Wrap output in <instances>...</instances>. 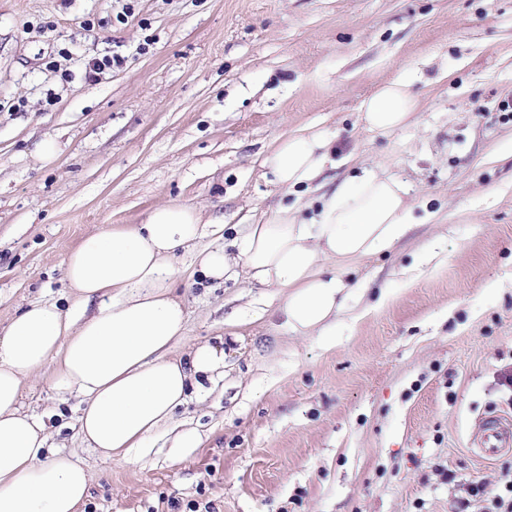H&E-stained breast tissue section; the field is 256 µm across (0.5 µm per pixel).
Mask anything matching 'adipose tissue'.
<instances>
[{
	"mask_svg": "<svg viewBox=\"0 0 512 512\" xmlns=\"http://www.w3.org/2000/svg\"><path fill=\"white\" fill-rule=\"evenodd\" d=\"M418 101L408 82L378 87L361 106L369 129L408 126ZM331 140L316 126L278 138L265 158L286 189L314 181L331 161ZM407 185L372 171L322 197L316 217L279 206L249 225L237 254L210 242L193 206L164 204L140 224H117L82 239L65 258L64 302L23 308L0 334V512H78L91 474L49 447L44 416L24 402L28 377L48 370L58 401L77 396L84 443L108 456L150 447L169 430L191 390L224 372V351L185 341L186 311L175 297L179 255L194 272L223 281L238 268L276 289L289 329L326 326L345 303L351 264L392 249L413 226Z\"/></svg>",
	"mask_w": 512,
	"mask_h": 512,
	"instance_id": "adipose-tissue-1",
	"label": "adipose tissue"
}]
</instances>
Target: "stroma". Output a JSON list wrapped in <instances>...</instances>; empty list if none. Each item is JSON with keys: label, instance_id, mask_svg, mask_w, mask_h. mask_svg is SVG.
<instances>
[{"label": "stroma", "instance_id": "35a3bbf8", "mask_svg": "<svg viewBox=\"0 0 512 512\" xmlns=\"http://www.w3.org/2000/svg\"><path fill=\"white\" fill-rule=\"evenodd\" d=\"M112 54L122 66L88 79ZM398 77L415 120L367 130L362 101ZM511 99L512 0H0V333L60 299L83 237L162 204L223 220L229 251L270 208L315 216L367 170L436 215L352 266L323 331H290L245 275L180 278L186 341L224 349L223 379L176 416L195 447L103 455L78 399L28 379L27 408L66 421L50 446L93 474L81 512H482L505 495L512 450L476 442L486 417L512 421ZM310 124L336 163L288 195L263 160Z\"/></svg>", "mask_w": 512, "mask_h": 512}]
</instances>
